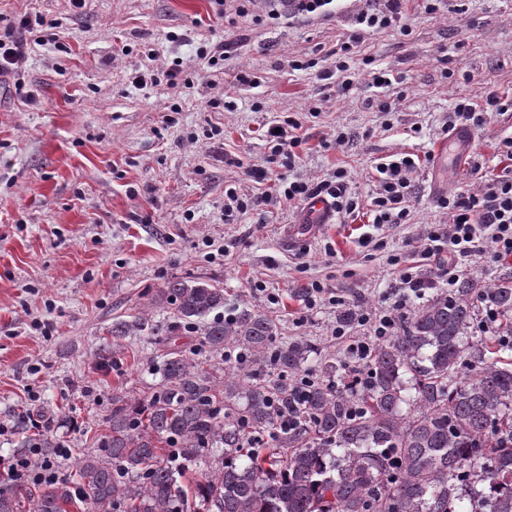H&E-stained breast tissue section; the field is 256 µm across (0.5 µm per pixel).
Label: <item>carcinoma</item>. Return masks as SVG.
Returning a JSON list of instances; mask_svg holds the SVG:
<instances>
[{
	"instance_id": "1",
	"label": "carcinoma",
	"mask_w": 512,
	"mask_h": 512,
	"mask_svg": "<svg viewBox=\"0 0 512 512\" xmlns=\"http://www.w3.org/2000/svg\"><path fill=\"white\" fill-rule=\"evenodd\" d=\"M154 304L213 352L257 365L273 355L278 375L207 369L173 349L146 396L112 395L75 470L52 485L0 484V512H512V343L500 341L512 336V276H464L405 311L355 387L346 360L310 366L305 339L272 348L265 313L210 318L224 289L199 276L167 280ZM486 304L500 315L495 336L478 330ZM148 325L141 312L111 333ZM303 373L315 383L299 389ZM22 447L56 462L65 441L46 424ZM192 465L204 478L184 486Z\"/></svg>"
}]
</instances>
